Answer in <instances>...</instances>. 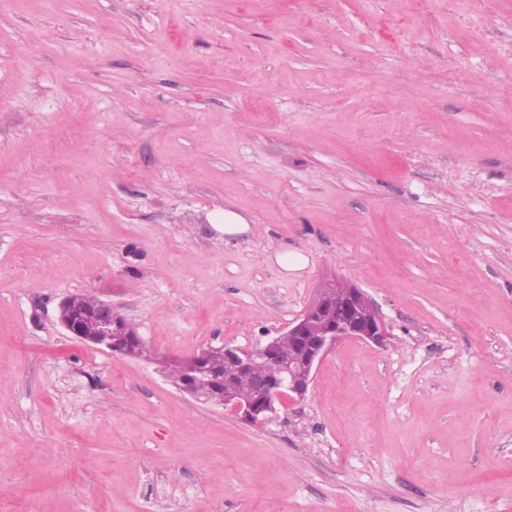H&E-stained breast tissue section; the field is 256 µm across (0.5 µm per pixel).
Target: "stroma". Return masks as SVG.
<instances>
[{"mask_svg": "<svg viewBox=\"0 0 512 512\" xmlns=\"http://www.w3.org/2000/svg\"><path fill=\"white\" fill-rule=\"evenodd\" d=\"M336 279L386 341L271 418L163 374ZM0 512H512V0H0ZM88 319L94 323L92 334L85 332L84 325ZM122 320L124 318L112 308V304L102 300H95L94 304L86 307L80 305L77 295H74L63 300L59 306V321L72 336L100 349L111 352L118 350L125 355L142 357L147 353L142 337L130 322ZM120 321L122 322L118 325ZM117 325L112 335V328ZM90 336H109L108 342L112 347L108 344L95 343Z\"/></svg>", "mask_w": 512, "mask_h": 512, "instance_id": "stroma-1", "label": "stroma"}]
</instances>
